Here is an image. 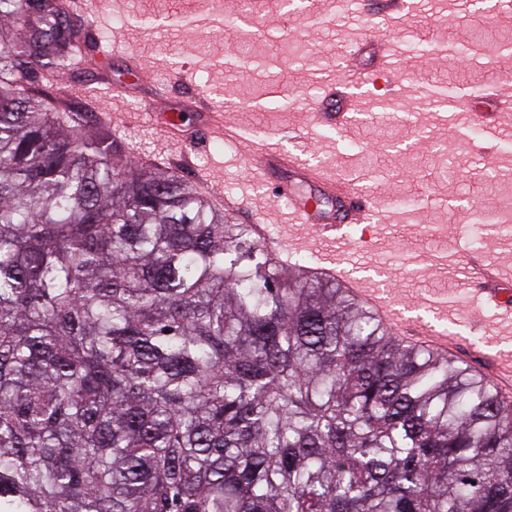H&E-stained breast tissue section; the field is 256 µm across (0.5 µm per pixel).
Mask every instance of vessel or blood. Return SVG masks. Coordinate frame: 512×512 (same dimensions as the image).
<instances>
[{
  "mask_svg": "<svg viewBox=\"0 0 512 512\" xmlns=\"http://www.w3.org/2000/svg\"><path fill=\"white\" fill-rule=\"evenodd\" d=\"M387 51L386 40H366L363 41L356 59L361 63L370 62L372 70L377 72L381 69V61ZM490 99L492 104L487 109L480 108L464 97L458 98L456 107L459 111L469 113L477 123L487 122L498 112H512L511 97L494 92ZM203 101L204 97L200 94L173 100L166 115L168 123L178 125L182 113L192 112L195 113L200 128L220 129L226 137L241 138L242 132L237 126L225 123L223 110H203ZM311 108L318 123L337 129L351 120L355 102L351 91L331 86L312 102ZM246 154L256 159L265 173L280 176L277 199L286 203L289 213L299 224L315 228L322 240H336L341 236L344 227L351 224H372L378 213L377 205L352 185L330 181L324 168L302 165L280 148L266 144L256 150L247 149ZM301 184L312 186V194L298 192L297 187ZM465 274L485 307L495 309L504 316L512 313V287L505 284L491 267L470 260L465 264ZM345 282L350 294L371 309L385 326L397 325L398 318L394 309L378 293L360 282ZM407 341L439 354L448 353L456 345L455 337L449 336L447 331L423 326L412 329ZM474 355L494 369L498 381L512 382V357L506 358L480 349L475 350Z\"/></svg>",
  "mask_w": 512,
  "mask_h": 512,
  "instance_id": "1",
  "label": "vessel or blood"
}]
</instances>
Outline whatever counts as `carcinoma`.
<instances>
[{
	"mask_svg": "<svg viewBox=\"0 0 512 512\" xmlns=\"http://www.w3.org/2000/svg\"><path fill=\"white\" fill-rule=\"evenodd\" d=\"M0 0V512H512V407L90 116Z\"/></svg>",
	"mask_w": 512,
	"mask_h": 512,
	"instance_id": "obj_1",
	"label": "carcinoma"
}]
</instances>
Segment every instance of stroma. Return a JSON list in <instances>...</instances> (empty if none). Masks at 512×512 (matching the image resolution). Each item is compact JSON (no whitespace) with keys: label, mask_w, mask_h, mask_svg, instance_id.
<instances>
[{"label":"stroma","mask_w":512,"mask_h":512,"mask_svg":"<svg viewBox=\"0 0 512 512\" xmlns=\"http://www.w3.org/2000/svg\"><path fill=\"white\" fill-rule=\"evenodd\" d=\"M63 2L93 40L111 48L112 62L105 69L78 66L47 84L33 79L39 97L109 113V127L133 162L173 171L197 187H224L227 220L287 234L297 245L292 259L314 268L334 259L354 273L382 270L402 325L436 322V303L444 299L453 335L476 344L490 331L512 349V321L480 309L459 272L475 256L512 276V223L496 221L512 210V112L498 113L492 130L476 131L468 113L449 109L437 92L449 86L461 97L470 95L471 79L488 86L512 80V0H416L413 10L396 14L384 13L379 0H302L288 8L283 0H256L247 11L239 0H218L219 26L203 22L198 0H106L99 15L86 13L82 0ZM479 20L497 31L504 49L468 51ZM244 31L251 34L248 54L225 65ZM365 37L389 41L388 71L375 78L363 69L369 82L354 87L362 112L347 128L313 124L307 102L324 82L346 78ZM132 58L143 66L141 99L107 97ZM160 88L169 97L156 100L158 112L194 92L231 105L228 119L249 141L278 144L350 180L381 205L382 223L367 233L348 228L343 242H320L289 221L287 206L245 158V143L228 149L216 139L197 150L183 143L184 127L157 126L141 100ZM271 92L283 98V109L257 110ZM397 199L409 207L392 208Z\"/></svg>","instance_id":"stroma-1"}]
</instances>
